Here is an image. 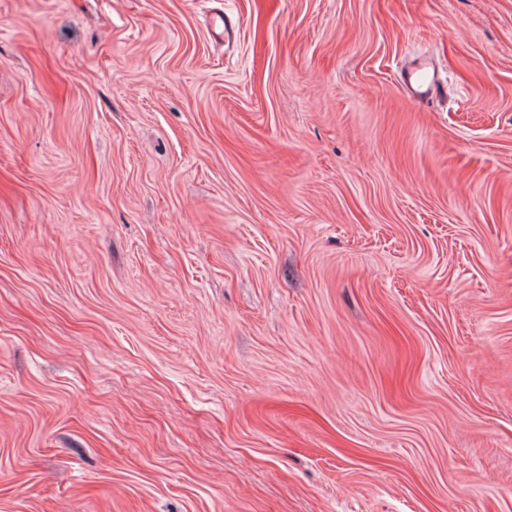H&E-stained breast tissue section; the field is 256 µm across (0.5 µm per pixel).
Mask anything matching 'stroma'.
Listing matches in <instances>:
<instances>
[{
	"instance_id": "1",
	"label": "stroma",
	"mask_w": 512,
	"mask_h": 512,
	"mask_svg": "<svg viewBox=\"0 0 512 512\" xmlns=\"http://www.w3.org/2000/svg\"><path fill=\"white\" fill-rule=\"evenodd\" d=\"M0 512H512V0H0ZM423 66H414L401 72V80L410 100L427 103L437 96V84L421 70Z\"/></svg>"
}]
</instances>
